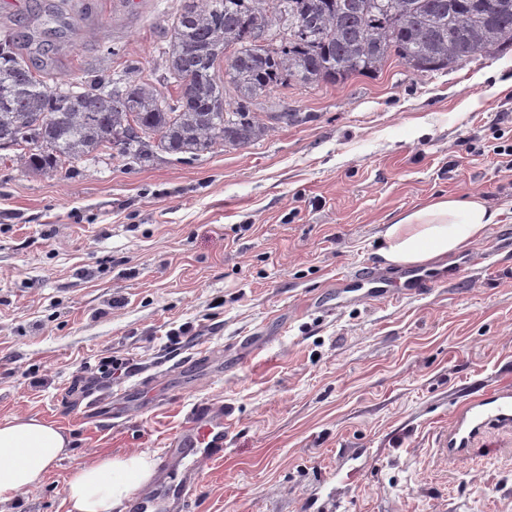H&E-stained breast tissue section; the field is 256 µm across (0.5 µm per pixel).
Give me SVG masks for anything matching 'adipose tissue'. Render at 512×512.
<instances>
[{
  "instance_id": "obj_1",
  "label": "adipose tissue",
  "mask_w": 512,
  "mask_h": 512,
  "mask_svg": "<svg viewBox=\"0 0 512 512\" xmlns=\"http://www.w3.org/2000/svg\"><path fill=\"white\" fill-rule=\"evenodd\" d=\"M498 217V211L478 197H441L401 213L389 224L379 255L398 267L424 265L480 240ZM66 448L64 436L44 421L0 423V498L42 482ZM153 467L151 458L139 454L76 469L64 486L70 512H115L137 484L151 477Z\"/></svg>"
}]
</instances>
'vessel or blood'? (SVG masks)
Returning a JSON list of instances; mask_svg holds the SVG:
<instances>
[{"instance_id":"vessel-or-blood-1","label":"vessel or blood","mask_w":512,"mask_h":512,"mask_svg":"<svg viewBox=\"0 0 512 512\" xmlns=\"http://www.w3.org/2000/svg\"><path fill=\"white\" fill-rule=\"evenodd\" d=\"M436 280L416 270L391 273L375 267L345 272L335 287L359 304L422 296ZM229 409L223 402L191 407L180 428L171 435L156 466L154 477L133 493V512H184L189 498L210 467L224 458V421ZM512 428V384H497L462 402L452 413L448 430L438 441L451 458L466 456L491 426Z\"/></svg>"}]
</instances>
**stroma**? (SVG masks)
I'll use <instances>...</instances> for the list:
<instances>
[{
    "mask_svg": "<svg viewBox=\"0 0 512 512\" xmlns=\"http://www.w3.org/2000/svg\"><path fill=\"white\" fill-rule=\"evenodd\" d=\"M42 3L0 0V21L28 25L49 80L118 79L131 63L165 83L182 0H70L52 27L34 20ZM256 110L263 138L192 159L0 164V423L22 411L68 442L9 512H68L88 445L158 457L206 399L229 409L224 459L190 512H512V430L460 459L438 448L458 402L512 383V256L396 302L340 308L332 286L382 265L386 224L440 197H480L512 229V171L488 150L512 142V50L291 82ZM185 323L194 344L168 352ZM112 356L159 385L84 412L69 388ZM200 375L210 389L191 391Z\"/></svg>",
    "mask_w": 512,
    "mask_h": 512,
    "instance_id": "35a3bbf8",
    "label": "stroma"
}]
</instances>
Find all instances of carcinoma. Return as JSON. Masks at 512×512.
I'll return each mask as SVG.
<instances>
[{
    "label": "carcinoma",
    "instance_id": "1",
    "mask_svg": "<svg viewBox=\"0 0 512 512\" xmlns=\"http://www.w3.org/2000/svg\"><path fill=\"white\" fill-rule=\"evenodd\" d=\"M278 14L279 43L258 47L253 22ZM32 40L0 25V162L57 171L93 154L145 160L158 149L196 157L249 144L253 106L286 81L344 83L391 56L430 73L512 49V0H183L163 49L172 79L118 86L97 76L50 87ZM191 80L188 100L181 79Z\"/></svg>",
    "mask_w": 512,
    "mask_h": 512
}]
</instances>
